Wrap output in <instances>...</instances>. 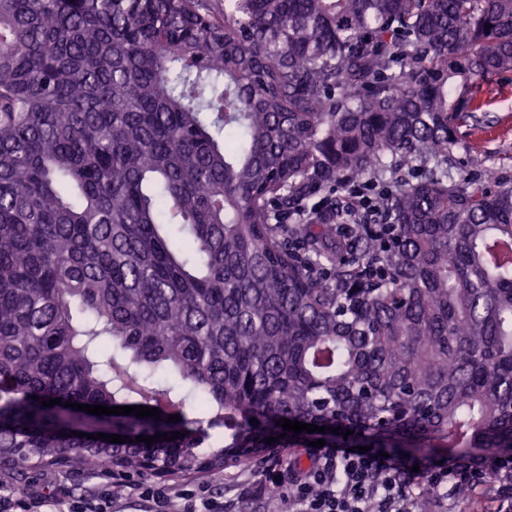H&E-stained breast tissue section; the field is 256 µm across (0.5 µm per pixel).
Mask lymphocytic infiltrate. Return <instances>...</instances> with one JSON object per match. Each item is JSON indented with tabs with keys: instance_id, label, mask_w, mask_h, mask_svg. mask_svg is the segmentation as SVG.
<instances>
[{
	"instance_id": "obj_1",
	"label": "lymphocytic infiltrate",
	"mask_w": 512,
	"mask_h": 512,
	"mask_svg": "<svg viewBox=\"0 0 512 512\" xmlns=\"http://www.w3.org/2000/svg\"><path fill=\"white\" fill-rule=\"evenodd\" d=\"M306 464L265 460L251 486L260 496L278 494L289 512H418L421 497L435 512H456L457 492L470 487L480 512H512V457L455 459L416 467L408 457H383L377 449L359 453L344 448H309ZM135 495L151 500L154 512H224L207 486L164 490L142 479L128 482ZM114 512L111 481L89 496L70 498L65 490L47 495L36 485L16 490L0 485V512Z\"/></svg>"
}]
</instances>
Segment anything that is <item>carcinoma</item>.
Returning <instances> with one entry per match:
<instances>
[{
    "label": "carcinoma",
    "mask_w": 512,
    "mask_h": 512,
    "mask_svg": "<svg viewBox=\"0 0 512 512\" xmlns=\"http://www.w3.org/2000/svg\"><path fill=\"white\" fill-rule=\"evenodd\" d=\"M507 72L512 0H0V465L512 449V182L456 154ZM376 192L377 186L372 187L368 182L346 184L343 196L346 214L355 221H361L370 210Z\"/></svg>",
    "instance_id": "cac0c4a2"
}]
</instances>
